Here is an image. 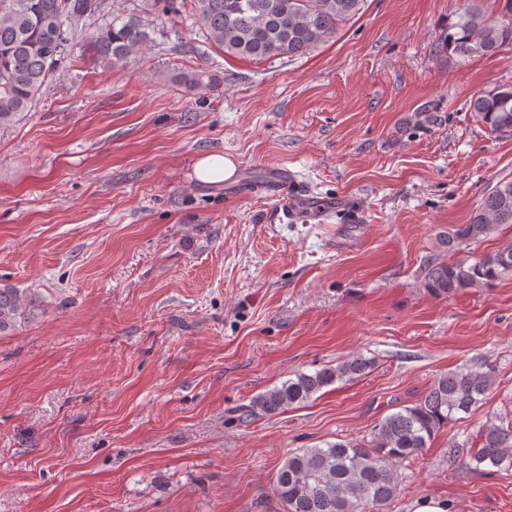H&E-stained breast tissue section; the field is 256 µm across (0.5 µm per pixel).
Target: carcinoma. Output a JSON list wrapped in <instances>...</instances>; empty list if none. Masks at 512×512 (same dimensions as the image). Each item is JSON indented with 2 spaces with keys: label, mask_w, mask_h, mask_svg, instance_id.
<instances>
[{
  "label": "carcinoma",
  "mask_w": 512,
  "mask_h": 512,
  "mask_svg": "<svg viewBox=\"0 0 512 512\" xmlns=\"http://www.w3.org/2000/svg\"><path fill=\"white\" fill-rule=\"evenodd\" d=\"M364 0H197L196 22L224 54L255 60L311 53L360 14ZM99 9L98 0H0V128L21 120L63 59L77 46L84 22ZM435 47L439 56L461 59L512 51V0L501 15H486L468 5ZM148 22L114 17L88 34L98 58L123 64L147 45ZM190 87H209L215 77L197 71L181 77ZM471 109L492 131L512 130V86L476 96ZM512 224V180H500L473 208L469 222L439 234L444 251L460 252ZM512 276V241L456 262L433 259L425 267L424 287L437 297L461 289L488 287ZM36 298L0 283V335L31 319ZM373 361L355 356L334 367L295 378L256 396L246 414L280 413L304 403L324 388L372 370ZM494 366H466L433 381L412 405L386 416L368 441L325 442L291 452L275 473L273 486L285 512H382L399 489L397 467L429 447L444 424L469 415L492 388ZM465 467L500 469L512 460V427L488 426L480 446L449 449Z\"/></svg>",
  "instance_id": "carcinoma-1"
}]
</instances>
